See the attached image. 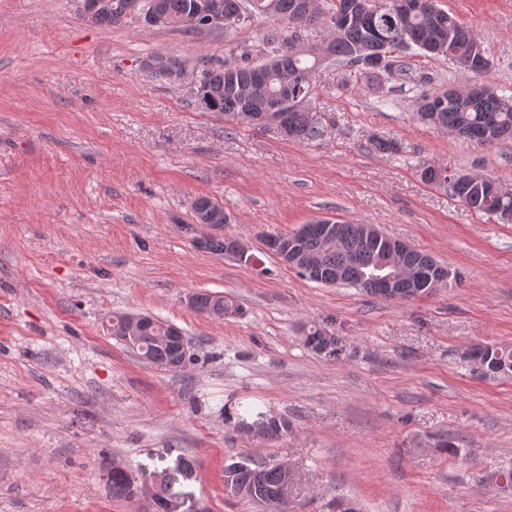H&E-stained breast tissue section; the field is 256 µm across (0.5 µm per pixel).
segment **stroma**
Here are the masks:
<instances>
[{"mask_svg":"<svg viewBox=\"0 0 512 512\" xmlns=\"http://www.w3.org/2000/svg\"><path fill=\"white\" fill-rule=\"evenodd\" d=\"M472 29L512 96V0H438ZM80 0H0V512H150L112 495V469L142 476L195 459V512H264L224 487L244 455L294 473L291 512H512L495 483L512 466V377L463 355L512 348V224L424 183L429 165L512 188V139L483 147L423 124L425 91L468 73L417 47L390 105L369 80L323 65L309 105L319 139L297 142L202 108L196 77L260 49L277 18L178 31L138 17L102 29ZM398 153H379L374 138ZM207 196L226 235L261 265L200 248ZM332 219L372 224L432 256L446 282L409 302L323 285L270 254L268 235ZM221 294L241 314L195 312ZM115 312L180 328L196 360L140 361L103 326ZM338 336L330 360L305 344ZM286 421L276 438L236 427ZM449 438L451 447L440 445ZM197 204L198 208L194 214L195 223L206 224L210 227L227 224L224 222L226 217V215H224V209L209 197H198Z\"/></svg>","mask_w":512,"mask_h":512,"instance_id":"stroma-1","label":"stroma"}]
</instances>
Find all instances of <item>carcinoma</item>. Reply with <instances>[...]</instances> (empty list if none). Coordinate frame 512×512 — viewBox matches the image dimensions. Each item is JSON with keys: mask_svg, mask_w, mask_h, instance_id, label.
I'll use <instances>...</instances> for the list:
<instances>
[{"mask_svg": "<svg viewBox=\"0 0 512 512\" xmlns=\"http://www.w3.org/2000/svg\"><path fill=\"white\" fill-rule=\"evenodd\" d=\"M138 2L154 10L153 25L172 30L212 29L214 25L208 20L216 16L243 22L257 13L276 16L282 22V26L263 36L262 59L254 60L252 52L245 50L241 53V64L226 67L222 72H202L209 80L210 112L245 122V107L277 99L287 103L280 133L300 142L312 141L323 135V127L317 113L305 103L311 94L305 79L309 70L332 61L349 73L362 72L366 70L363 63L379 55L382 45L393 51L415 45L447 58L472 78L463 91L450 88L421 94L417 104L423 121L456 131L460 138L484 147L512 138V99L497 95L484 82L491 65L480 64L486 54L479 37L439 8L435 0L420 11L394 16L386 15L380 0H306L309 9L303 13L297 12L298 0H102L101 7L83 19L109 29L136 14ZM365 10L377 12V27L372 28L360 19ZM329 13L343 16L342 29L329 30L321 42L307 48L298 47V32L324 27ZM285 56V65L277 67L276 59ZM405 72V66L397 63L369 69L368 77L381 103L392 102L394 88L386 86L389 79ZM423 178L434 186H448L455 197L475 212L493 215L500 221L506 214L512 216V189L503 187L491 176L461 174L450 180L443 169L428 166ZM197 204L195 223L210 227L224 223V209L209 197L197 198ZM361 228L360 224L337 221L327 226L317 220L302 225L293 235H271L266 245L278 256L291 246L302 256L316 259L312 272L302 264L295 265L310 280L334 285L337 273L343 270L349 286L385 301L406 299V285L388 287L375 276L374 267L390 240L380 233L364 236ZM198 244L212 252L238 255L239 240L233 237L214 234ZM407 263L416 269L418 279L412 287L421 289L420 295H428L441 286L439 282H428L430 269L437 266L432 257L411 249ZM192 300V308L208 317L222 319L241 313L233 299L219 294L196 293ZM127 317L126 313L112 315L108 327L111 336L158 367L176 370L185 364L188 344L177 327L150 316L132 332ZM306 345L330 359L340 355L336 337L323 329L310 331ZM470 361L479 363L485 376L506 373L512 371V349L485 344L471 350ZM194 472L195 462L183 459L176 468L158 474L160 493L153 498L156 512H168L170 502L184 501L185 492L180 486ZM224 486L263 506L266 512H288L280 467L264 459L244 457L225 466ZM131 495L128 473L120 466L112 467V496L126 499Z\"/></svg>", "mask_w": 512, "mask_h": 512, "instance_id": "obj_1", "label": "carcinoma"}]
</instances>
